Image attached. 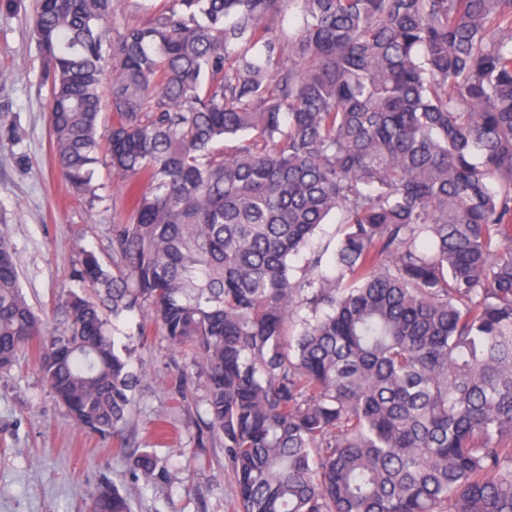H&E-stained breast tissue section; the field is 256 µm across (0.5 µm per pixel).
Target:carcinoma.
Listing matches in <instances>:
<instances>
[{"mask_svg":"<svg viewBox=\"0 0 512 512\" xmlns=\"http://www.w3.org/2000/svg\"><path fill=\"white\" fill-rule=\"evenodd\" d=\"M120 5L148 18L113 38ZM32 30L56 167L94 199L105 152L129 209L52 332L0 236V371L35 349L119 437L139 377L106 312H145L193 353L177 392L238 512H512V0H36ZM339 225L340 224H336L334 221H330L328 224H322L316 236L310 242L306 251L302 256L296 259V265H303L304 259L309 257L313 252L325 251L326 255L332 253L340 236Z\"/></svg>","mask_w":512,"mask_h":512,"instance_id":"carcinoma-1","label":"carcinoma"}]
</instances>
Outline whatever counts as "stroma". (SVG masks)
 I'll return each mask as SVG.
<instances>
[{
  "mask_svg": "<svg viewBox=\"0 0 512 512\" xmlns=\"http://www.w3.org/2000/svg\"><path fill=\"white\" fill-rule=\"evenodd\" d=\"M35 3L0 8V235L15 252L28 303L55 329L66 320L71 265L85 249L109 259L111 224L127 208L103 165L94 168L92 202L77 197L54 165ZM112 336L142 379L120 440L73 424L34 352L0 373V512H86L89 494L104 485L124 494L131 512H236L223 439L200 440L203 408L184 406L175 392L181 374L193 372L191 356L136 312L115 320ZM135 448L156 453L164 480L133 478L125 452Z\"/></svg>",
  "mask_w": 512,
  "mask_h": 512,
  "instance_id": "35a3bbf8",
  "label": "stroma"
}]
</instances>
